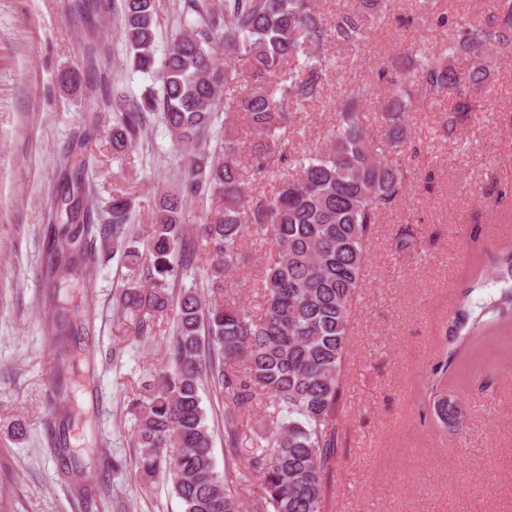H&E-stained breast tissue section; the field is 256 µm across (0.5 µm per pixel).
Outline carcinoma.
<instances>
[{
    "instance_id": "1",
    "label": "carcinoma",
    "mask_w": 512,
    "mask_h": 512,
    "mask_svg": "<svg viewBox=\"0 0 512 512\" xmlns=\"http://www.w3.org/2000/svg\"><path fill=\"white\" fill-rule=\"evenodd\" d=\"M154 2L120 4L129 66L151 83L131 102L106 101L115 110L112 154H126L157 115L185 167L180 190L159 204L144 255L125 252L131 272L146 282L126 288L118 299L123 311L137 316V336L152 337L157 316L170 313L174 321L167 366L144 374L139 397L130 404L134 468L142 479L165 478L182 512H242L254 484L260 489L257 512H326L351 318L369 242L380 213L402 195L408 180V171L388 156L408 147L404 113L412 96L434 100L451 91L452 112L475 111L470 90L488 83L485 58L493 48L512 47V0H496L486 21L465 26L449 25V17L435 10L439 0H419L422 25L448 28V56L436 59L414 46L394 57L390 69L379 70L382 78L394 72L393 90L378 112L380 136L373 137L363 121L370 86L349 81L323 138L292 152L287 144L293 114L322 100L328 70L337 61L327 47L358 52L388 0H345L330 20L317 13L315 0H182L183 31L161 58ZM460 68L467 72L465 84ZM239 113L255 137L244 162L233 126ZM85 173L83 163L70 174L63 204L83 198L89 212L94 196ZM248 180L275 182L277 188L251 194ZM189 198L222 201L192 226L190 236L182 222ZM131 224V200L114 195L97 219L88 215L50 230L42 275L53 312L44 328L56 346L49 401L60 427L73 417L66 358L77 326L57 303V283L77 270L91 281L100 262L97 240L121 243ZM251 238L269 245L258 280V317L224 297V283L249 259L245 244ZM201 245L212 254L203 284L208 305L196 289L168 288L197 265ZM492 281L500 285L498 296L458 306L450 344L443 345L425 384L445 426L462 413L461 403L440 396L449 361L465 360L512 322V248L502 251ZM230 362L245 369L228 371ZM206 385L224 400L222 475L213 457L214 430L201 406ZM261 399L271 426L243 462L240 435ZM50 448L65 462L71 492L85 496L83 455L62 446L55 431Z\"/></svg>"
}]
</instances>
